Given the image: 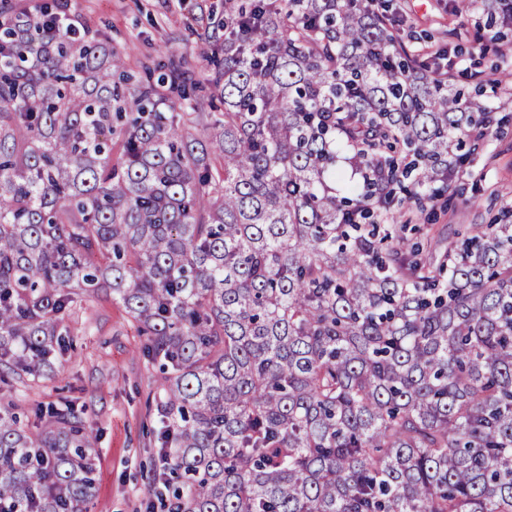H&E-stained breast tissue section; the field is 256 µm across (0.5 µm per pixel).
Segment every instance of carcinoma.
Listing matches in <instances>:
<instances>
[{
	"mask_svg": "<svg viewBox=\"0 0 512 512\" xmlns=\"http://www.w3.org/2000/svg\"><path fill=\"white\" fill-rule=\"evenodd\" d=\"M65 11L21 36L0 0V383L55 377L74 303L107 288L159 364L166 512H512V224L414 261L396 225L402 178L449 188L494 112L368 0H228L198 51L224 53L222 112ZM33 413L0 415V512H84L92 430Z\"/></svg>",
	"mask_w": 512,
	"mask_h": 512,
	"instance_id": "cac0c4a2",
	"label": "carcinoma"
}]
</instances>
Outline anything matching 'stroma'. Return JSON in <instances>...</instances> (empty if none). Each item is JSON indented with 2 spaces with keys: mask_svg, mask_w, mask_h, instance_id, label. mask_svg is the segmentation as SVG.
<instances>
[{
  "mask_svg": "<svg viewBox=\"0 0 512 512\" xmlns=\"http://www.w3.org/2000/svg\"><path fill=\"white\" fill-rule=\"evenodd\" d=\"M108 39L128 70L184 61L198 85L197 99L216 102L215 67L198 58L200 46L224 36L225 0H67ZM399 16L400 37L423 58L440 55L457 87L481 93L506 119L492 129L482 150L459 167L448 192L411 208L404 231L410 246L428 238L465 235L472 224L512 222V58H499L478 28V14L459 0H381ZM72 350L54 379L26 378L0 384V406L12 404L30 432L41 423L33 406L71 401L96 437L95 491L86 512H149L148 489L162 470L153 429L160 374L139 354L140 338L123 308L102 291L82 301L66 325Z\"/></svg>",
  "mask_w": 512,
  "mask_h": 512,
  "instance_id": "35a3bbf8",
  "label": "stroma"
}]
</instances>
